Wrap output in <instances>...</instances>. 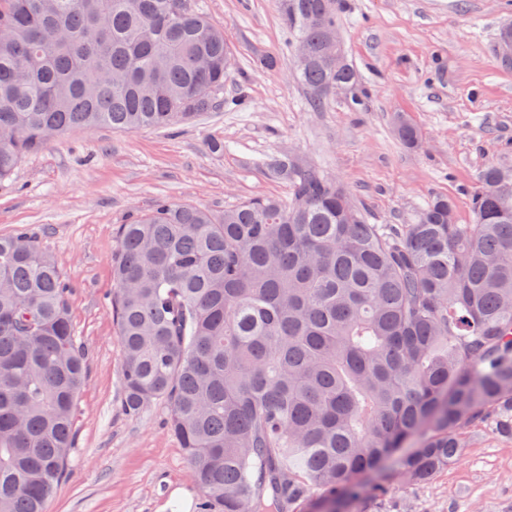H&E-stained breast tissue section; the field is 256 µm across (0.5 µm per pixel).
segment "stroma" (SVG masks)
I'll return each mask as SVG.
<instances>
[{
    "instance_id": "stroma-1",
    "label": "stroma",
    "mask_w": 512,
    "mask_h": 512,
    "mask_svg": "<svg viewBox=\"0 0 512 512\" xmlns=\"http://www.w3.org/2000/svg\"><path fill=\"white\" fill-rule=\"evenodd\" d=\"M232 54L228 105L174 129H72L0 181V236L26 231L73 286V325L88 353L76 448L48 512H196L201 492L169 407L121 409L122 355L112 320L116 229L156 200L214 211L288 199L267 160L287 155L339 181L372 224H407L436 195L460 223L488 164L512 163V64L498 34L512 0H341V45L359 79L311 109L279 0H197ZM275 61L259 69V57ZM359 108H352V100ZM420 131L404 146L395 114ZM461 460L421 485L389 474L386 512H512V439L473 428Z\"/></svg>"
}]
</instances>
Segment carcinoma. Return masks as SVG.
I'll return each mask as SVG.
<instances>
[{
	"mask_svg": "<svg viewBox=\"0 0 512 512\" xmlns=\"http://www.w3.org/2000/svg\"><path fill=\"white\" fill-rule=\"evenodd\" d=\"M340 0H283L308 104L351 86L326 55ZM0 180L68 129L174 128L224 107V30L195 0H0ZM408 147L418 129L400 117ZM286 202L158 200L117 228L122 410L170 406L200 512H373L463 434L512 437V165L486 166L460 224L447 196L370 224L313 166L268 163ZM71 284L0 236V512H47L87 382Z\"/></svg>",
	"mask_w": 512,
	"mask_h": 512,
	"instance_id": "1",
	"label": "carcinoma"
}]
</instances>
